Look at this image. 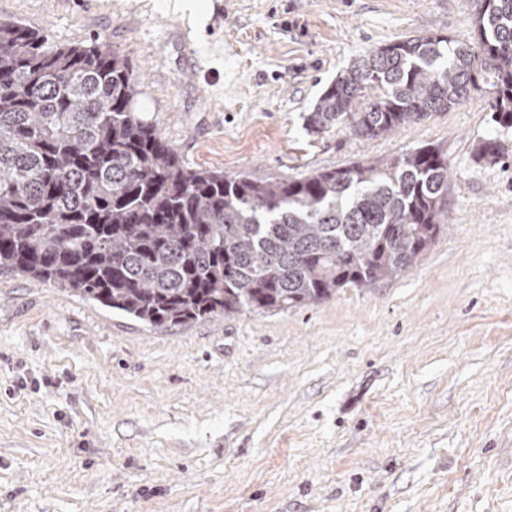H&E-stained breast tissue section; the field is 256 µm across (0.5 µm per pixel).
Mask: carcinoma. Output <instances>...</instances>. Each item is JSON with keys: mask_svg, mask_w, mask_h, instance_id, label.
Here are the masks:
<instances>
[{"mask_svg": "<svg viewBox=\"0 0 512 512\" xmlns=\"http://www.w3.org/2000/svg\"><path fill=\"white\" fill-rule=\"evenodd\" d=\"M475 41L388 43L331 83L310 133L360 138L446 112L493 78L512 128V0H478ZM103 42L0 21V270L150 327L320 304L410 269L448 223V156L421 146L300 178L190 168Z\"/></svg>", "mask_w": 512, "mask_h": 512, "instance_id": "cac0c4a2", "label": "carcinoma"}]
</instances>
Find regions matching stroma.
<instances>
[{
  "label": "stroma",
  "mask_w": 512,
  "mask_h": 512,
  "mask_svg": "<svg viewBox=\"0 0 512 512\" xmlns=\"http://www.w3.org/2000/svg\"><path fill=\"white\" fill-rule=\"evenodd\" d=\"M199 4L0 0V19L128 56L190 167L293 178L439 147L448 222L373 289L168 329L0 273V512H512V128L490 85L388 136L305 128L355 58L474 41L476 0Z\"/></svg>",
  "instance_id": "obj_1"
}]
</instances>
